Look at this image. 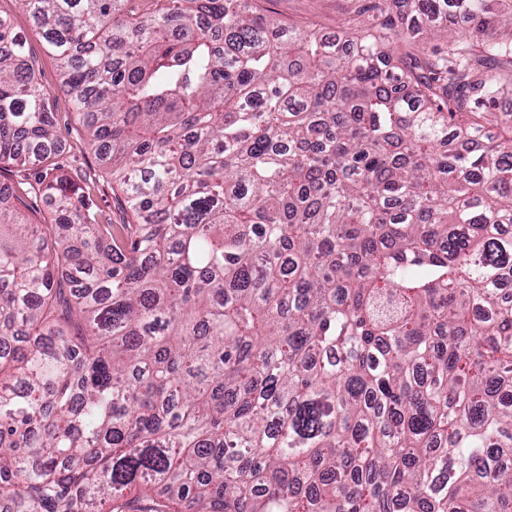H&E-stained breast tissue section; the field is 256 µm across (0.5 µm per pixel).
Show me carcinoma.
Masks as SVG:
<instances>
[{"label":"carcinoma","mask_w":512,"mask_h":512,"mask_svg":"<svg viewBox=\"0 0 512 512\" xmlns=\"http://www.w3.org/2000/svg\"><path fill=\"white\" fill-rule=\"evenodd\" d=\"M125 2L20 0L121 224L0 17V170L45 169L0 200L9 512H512V0H376L342 40ZM18 3V0H0V17L8 18L15 29L28 35L30 53L38 61V78L53 93L51 109L65 136L60 162L71 173L96 174L97 188L92 197L94 201L92 211H99L103 217L112 219V223L121 224L128 218L119 204L118 199L122 197L121 193L116 186H113L112 179L98 168L97 159L91 150L81 146L79 142L81 126L75 114L76 110L70 97L57 89L59 71L56 62L44 49L42 41L34 31L31 19ZM66 128H69V134L65 132Z\"/></svg>","instance_id":"obj_1"}]
</instances>
